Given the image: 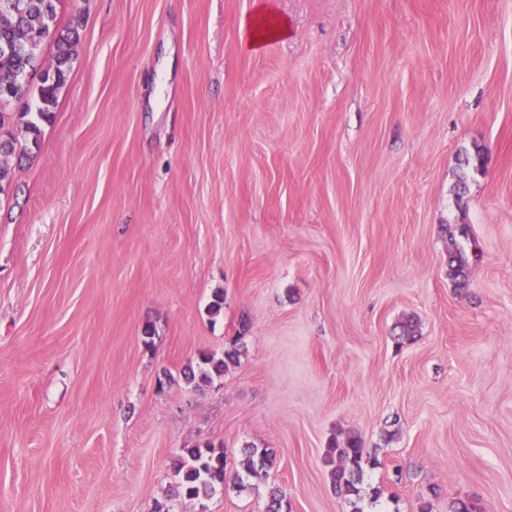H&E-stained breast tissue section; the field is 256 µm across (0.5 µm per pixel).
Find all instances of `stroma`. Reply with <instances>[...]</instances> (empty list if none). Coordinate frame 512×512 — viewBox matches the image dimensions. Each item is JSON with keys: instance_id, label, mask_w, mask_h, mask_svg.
<instances>
[{"instance_id": "stroma-1", "label": "stroma", "mask_w": 512, "mask_h": 512, "mask_svg": "<svg viewBox=\"0 0 512 512\" xmlns=\"http://www.w3.org/2000/svg\"><path fill=\"white\" fill-rule=\"evenodd\" d=\"M274 5L291 34L252 53L255 0H59L77 54L0 205V512H264L273 483L512 512V0ZM244 318L239 365L186 382ZM348 434L379 460L356 501ZM205 444L275 464L171 501ZM325 461L330 466V479L341 496H349L359 492L357 485L362 482L364 470L373 468L377 460L364 448L358 436L347 438L342 443H332L327 448ZM275 454L269 448L246 446L241 449L238 460L241 471L248 476H255L259 471H267L273 467Z\"/></svg>"}]
</instances>
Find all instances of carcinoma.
<instances>
[{
	"instance_id": "1",
	"label": "carcinoma",
	"mask_w": 512,
	"mask_h": 512,
	"mask_svg": "<svg viewBox=\"0 0 512 512\" xmlns=\"http://www.w3.org/2000/svg\"><path fill=\"white\" fill-rule=\"evenodd\" d=\"M58 0H0V200L10 196L16 171L29 160L32 148L38 146L43 125L54 117L59 93L69 76V63L80 41L78 29L62 26L58 21ZM53 35L54 55L43 64L45 43L40 37ZM41 67V81L33 88L26 81V74ZM30 96L34 110L14 112L12 101ZM448 249L450 267L454 276H464L469 257L464 247L450 242ZM235 336L224 349L221 358L212 353L199 354L197 368H188L185 379L192 382L199 378L206 381L211 374L218 375L238 364L239 343ZM274 451L269 448L246 446L238 460L241 471L255 476L273 467ZM325 461L330 466V479L336 493L349 496L358 493L364 470L373 468L377 460L363 446L358 436L342 443H332ZM226 452L211 445L182 449L174 467L177 498L198 500L209 497L217 489H224L226 481ZM265 512H290L286 495L279 489L270 491Z\"/></svg>"
}]
</instances>
